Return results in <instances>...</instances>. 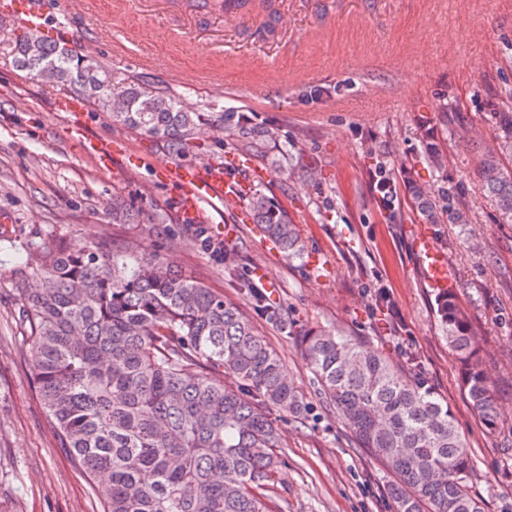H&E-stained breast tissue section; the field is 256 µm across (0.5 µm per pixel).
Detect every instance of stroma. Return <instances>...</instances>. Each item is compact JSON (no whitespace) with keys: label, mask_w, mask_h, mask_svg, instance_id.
I'll list each match as a JSON object with an SVG mask.
<instances>
[{"label":"stroma","mask_w":512,"mask_h":512,"mask_svg":"<svg viewBox=\"0 0 512 512\" xmlns=\"http://www.w3.org/2000/svg\"><path fill=\"white\" fill-rule=\"evenodd\" d=\"M212 2L93 0L90 52L125 74L136 52H151L160 66L143 71L146 82L165 86L168 73L193 74L196 86L175 89L184 106L239 112L275 133L268 159H248L217 149L224 132L211 128L179 162L200 170L233 163L245 190L284 208L304 242L303 259L285 260L239 201L210 210L206 220L209 234L238 250L288 313L286 328L250 315L307 405L299 419L271 414L281 438L280 512H394L382 465L319 400L296 325L334 327L368 337L394 358L416 357L470 447L473 494L485 512H512V224L497 223L476 174L478 156L495 143L492 106L512 89V0H246L224 15ZM19 32L0 20V232L9 245L137 239L236 299L221 265L190 238L160 141L90 112L82 136L111 141L119 165L105 168L83 154L69 135L73 115L56 107L65 89L13 67L6 47ZM257 84L266 95L249 94ZM445 104L471 126L469 140L449 139ZM425 131L444 142L441 168L422 156ZM284 144L298 168L292 176L276 164ZM381 165L406 168L407 179L431 195L459 200L469 223H424L405 193L391 220L376 201ZM116 194L144 213H166L168 223H113ZM420 233L448 257L497 388L496 429L473 412L437 326L436 291L413 247ZM14 268L0 263V512H101L92 481L60 447L39 400ZM379 288L398 320L378 308Z\"/></svg>","instance_id":"1"}]
</instances>
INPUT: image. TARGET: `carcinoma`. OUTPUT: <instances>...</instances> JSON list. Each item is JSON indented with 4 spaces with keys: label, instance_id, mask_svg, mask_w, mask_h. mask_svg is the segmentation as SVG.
Wrapping results in <instances>:
<instances>
[{
    "label": "carcinoma",
    "instance_id": "1",
    "mask_svg": "<svg viewBox=\"0 0 512 512\" xmlns=\"http://www.w3.org/2000/svg\"><path fill=\"white\" fill-rule=\"evenodd\" d=\"M16 67L33 79L51 68L95 112L163 143L181 157L213 113L185 110L166 87L115 74L101 60L26 33L9 47ZM492 118L496 145L477 159V177L500 224H512V95ZM225 147L267 156L273 133L235 112L224 113ZM434 167L443 151L423 139ZM398 174L381 168L379 202L389 209ZM409 191L429 224H468L451 197L416 183ZM253 221L282 256L302 257L304 244L287 212L256 191L244 198ZM142 210L112 197V219L138 224ZM193 224L195 220L187 219ZM197 224V223H195ZM193 241L210 250L233 279L244 304L171 269L137 241L101 237L82 250L63 238L32 242L16 266L18 319L43 407L54 418L60 447L89 475L103 512H278L273 499L280 464L272 410L299 416L305 404L283 371L280 355L255 329L243 306L271 323L282 309L240 257L197 224ZM437 324L456 361L470 403L488 429L499 422L493 382L484 369L458 289L438 296ZM301 356L318 394L359 447L390 476L395 512H483L472 494L473 461L448 405L423 385L415 358L407 368L338 329L298 331ZM229 375L235 385H224Z\"/></svg>",
    "mask_w": 512,
    "mask_h": 512
}]
</instances>
